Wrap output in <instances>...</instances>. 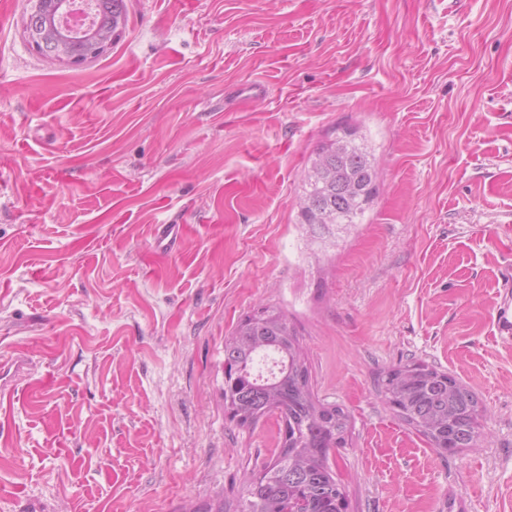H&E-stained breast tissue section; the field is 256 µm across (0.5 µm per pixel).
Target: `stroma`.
I'll return each instance as SVG.
<instances>
[{
  "instance_id": "35a3bbf8",
  "label": "stroma",
  "mask_w": 512,
  "mask_h": 512,
  "mask_svg": "<svg viewBox=\"0 0 512 512\" xmlns=\"http://www.w3.org/2000/svg\"><path fill=\"white\" fill-rule=\"evenodd\" d=\"M126 3L119 42L72 65L0 0V356L31 363L0 386V512L238 498L281 420L229 421L224 338L266 305L351 415L347 512H512V0ZM346 128L377 195L309 227V160ZM409 359L477 394L475 447L438 453L383 404ZM503 296L496 309L494 325L498 336L512 342V266H507L502 272Z\"/></svg>"
}]
</instances>
